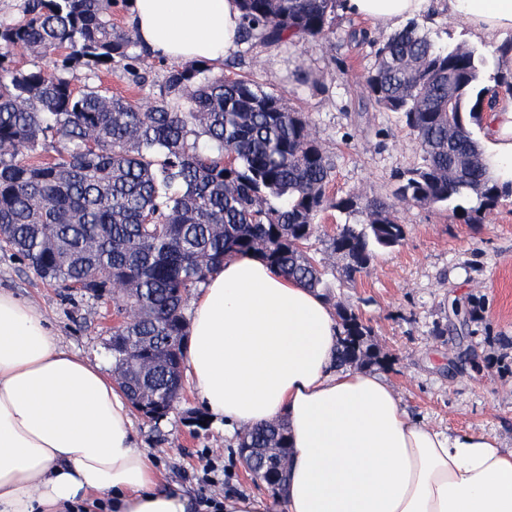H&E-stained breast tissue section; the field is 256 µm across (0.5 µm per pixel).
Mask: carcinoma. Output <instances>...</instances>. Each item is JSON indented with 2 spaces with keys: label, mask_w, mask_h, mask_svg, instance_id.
Masks as SVG:
<instances>
[{
  "label": "carcinoma",
  "mask_w": 512,
  "mask_h": 512,
  "mask_svg": "<svg viewBox=\"0 0 512 512\" xmlns=\"http://www.w3.org/2000/svg\"><path fill=\"white\" fill-rule=\"evenodd\" d=\"M113 0H25L23 17L0 19V247L37 275L94 298L112 297L122 315L108 350L118 385L137 411L158 421L183 391L189 295L230 254H260L310 290L328 288L326 258L346 260V275L366 272L399 245L394 214L412 201L444 208L467 224L512 197L483 160L473 128L512 80L485 82L490 59L441 44L416 20L374 42L364 76L373 103L395 112L415 135L420 163L401 174L391 203L329 194L332 162L311 123L247 77L226 78L204 64L169 65L149 104L75 90L68 70L93 73L148 55L135 29L112 24ZM240 41L296 44L325 36L339 0H240ZM67 50L60 66H11L18 52ZM353 211L313 252L317 216ZM340 364L379 360L370 330L338 310ZM238 447L279 484L287 476L286 426L245 430Z\"/></svg>",
  "instance_id": "1"
}]
</instances>
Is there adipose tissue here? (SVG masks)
Masks as SVG:
<instances>
[{
	"instance_id": "1",
	"label": "adipose tissue",
	"mask_w": 512,
	"mask_h": 512,
	"mask_svg": "<svg viewBox=\"0 0 512 512\" xmlns=\"http://www.w3.org/2000/svg\"><path fill=\"white\" fill-rule=\"evenodd\" d=\"M498 47L512 0H444ZM429 0H342L394 28ZM143 42L171 61L221 66L238 48L239 0H134ZM485 161L512 180V96L488 123ZM340 325L317 293L259 255L234 254L192 309L184 363L228 428L286 421L279 500L226 498L224 512H512V449L407 416L380 376L338 365ZM132 436L127 396L100 365L64 350L37 308L0 290V512H193Z\"/></svg>"
}]
</instances>
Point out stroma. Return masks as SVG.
I'll list each match as a JSON object with an SVG mask.
<instances>
[{"mask_svg": "<svg viewBox=\"0 0 512 512\" xmlns=\"http://www.w3.org/2000/svg\"><path fill=\"white\" fill-rule=\"evenodd\" d=\"M419 21L432 39L490 50L443 11L429 9ZM355 28L368 30L370 42L351 40ZM387 35L386 29L342 12L326 38L294 47L243 43L223 66L225 75L250 76L309 117L319 146L334 162L332 192L353 196L361 205L391 201L395 174L420 158L414 135L397 114L374 105L363 91L374 44ZM168 65L152 54L137 75L120 67L99 81L116 94L145 95ZM396 215L405 228L402 243L381 252L366 273L347 278L344 261L332 259L328 303L354 310L371 328V343L387 359L377 372L412 419L446 433H483L511 449L512 197L479 224L412 202L398 205ZM3 288L36 306L64 349L111 368L107 343L118 319L111 302L67 295L0 250ZM471 301L482 303L483 312L463 338L435 337L436 324L455 323V304ZM133 435L164 481L190 498L263 490L240 463L237 435L208 414L192 387L184 388L161 421L134 415ZM209 460L223 466L224 482L204 492L197 477Z\"/></svg>", "mask_w": 512, "mask_h": 512, "instance_id": "obj_1", "label": "stroma"}]
</instances>
